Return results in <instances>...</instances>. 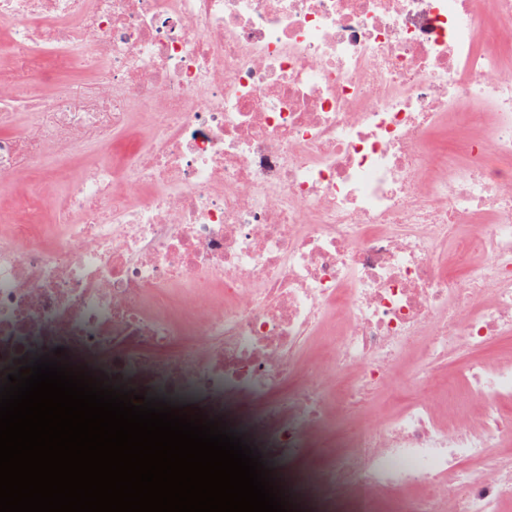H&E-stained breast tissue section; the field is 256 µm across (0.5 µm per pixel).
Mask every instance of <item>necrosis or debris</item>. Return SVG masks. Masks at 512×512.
I'll return each instance as SVG.
<instances>
[{
    "label": "necrosis or debris",
    "instance_id": "necrosis-or-debris-1",
    "mask_svg": "<svg viewBox=\"0 0 512 512\" xmlns=\"http://www.w3.org/2000/svg\"><path fill=\"white\" fill-rule=\"evenodd\" d=\"M5 185L0 384L191 405L297 512H512V0H0Z\"/></svg>",
    "mask_w": 512,
    "mask_h": 512
}]
</instances>
